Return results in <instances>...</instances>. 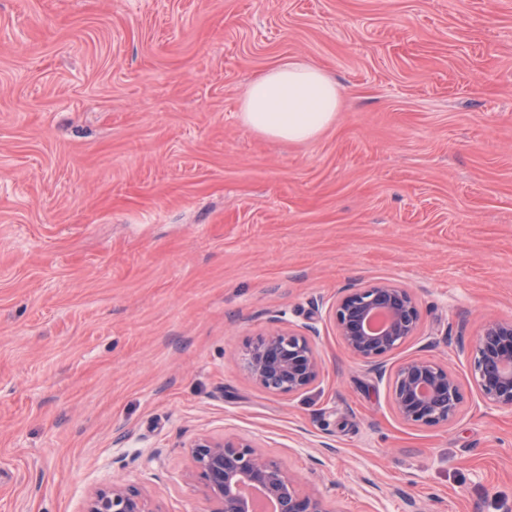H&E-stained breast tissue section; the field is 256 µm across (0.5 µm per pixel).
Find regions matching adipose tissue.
Returning a JSON list of instances; mask_svg holds the SVG:
<instances>
[{"label": "adipose tissue", "instance_id": "ef3b65f1", "mask_svg": "<svg viewBox=\"0 0 512 512\" xmlns=\"http://www.w3.org/2000/svg\"><path fill=\"white\" fill-rule=\"evenodd\" d=\"M338 109L336 87L319 68L286 63L251 82L242 100L241 117L260 134L304 142L331 125Z\"/></svg>", "mask_w": 512, "mask_h": 512}]
</instances>
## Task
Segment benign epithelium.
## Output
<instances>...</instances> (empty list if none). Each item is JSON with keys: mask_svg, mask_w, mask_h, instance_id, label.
<instances>
[{"mask_svg": "<svg viewBox=\"0 0 512 512\" xmlns=\"http://www.w3.org/2000/svg\"><path fill=\"white\" fill-rule=\"evenodd\" d=\"M382 315L381 327L369 320ZM332 317L346 352L382 374L383 359L417 335L421 310L411 291L391 282L351 289L336 300ZM290 324L275 327L246 347L244 368L263 388L281 393L307 390L320 378L321 360L305 331ZM460 353L470 360L472 377L483 401L512 413V318L484 323L475 346ZM461 384L448 367L422 357L409 359L395 371L391 404L408 425L444 426L462 403ZM191 469L186 479L205 501L203 512H256L248 488L276 502L277 512H335L319 493L303 487L276 458L241 438L201 436L185 447ZM84 512H156L138 488L111 479L87 499Z\"/></svg>", "mask_w": 512, "mask_h": 512, "instance_id": "7a95c632", "label": "benign epithelium"}]
</instances>
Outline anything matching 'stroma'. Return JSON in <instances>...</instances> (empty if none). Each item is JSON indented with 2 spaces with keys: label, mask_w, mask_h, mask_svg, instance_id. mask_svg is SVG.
<instances>
[{
  "label": "stroma",
  "mask_w": 512,
  "mask_h": 512,
  "mask_svg": "<svg viewBox=\"0 0 512 512\" xmlns=\"http://www.w3.org/2000/svg\"><path fill=\"white\" fill-rule=\"evenodd\" d=\"M299 61L335 83L313 140L240 118ZM411 289L385 359L458 376L412 427L346 353L337 297ZM512 318V0H0V512H83L113 476L202 512L194 438L239 437L334 512H512V414L458 349ZM310 325L319 381L242 354Z\"/></svg>",
  "instance_id": "1"
}]
</instances>
